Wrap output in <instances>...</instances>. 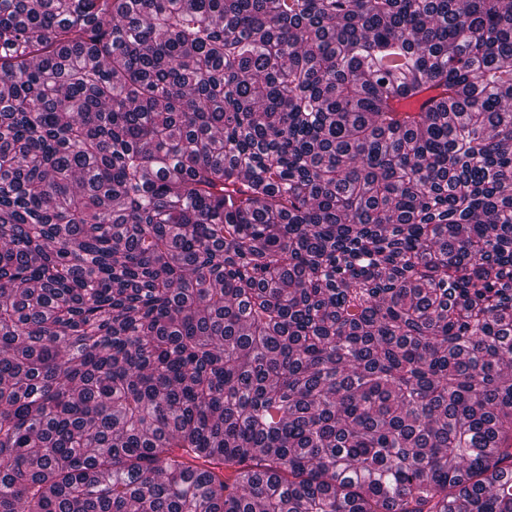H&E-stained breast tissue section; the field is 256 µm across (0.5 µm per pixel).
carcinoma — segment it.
Returning <instances> with one entry per match:
<instances>
[{
	"label": "carcinoma",
	"instance_id": "1",
	"mask_svg": "<svg viewBox=\"0 0 512 512\" xmlns=\"http://www.w3.org/2000/svg\"><path fill=\"white\" fill-rule=\"evenodd\" d=\"M0 512H512V0H0Z\"/></svg>",
	"mask_w": 512,
	"mask_h": 512
}]
</instances>
